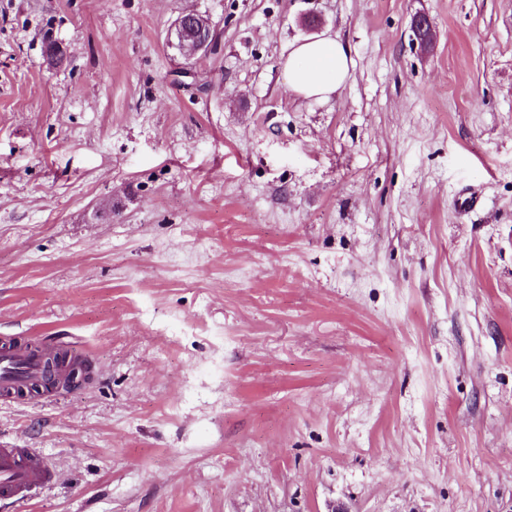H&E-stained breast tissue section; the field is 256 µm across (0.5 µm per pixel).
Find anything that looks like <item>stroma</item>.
<instances>
[{
	"mask_svg": "<svg viewBox=\"0 0 512 512\" xmlns=\"http://www.w3.org/2000/svg\"><path fill=\"white\" fill-rule=\"evenodd\" d=\"M0 336L97 365L0 512H512V0H0ZM190 20L192 23L193 31L186 30L185 21ZM174 33L177 39V45L181 51L188 53H197L199 51L211 48V38L213 29L207 19L202 16L191 14L188 17L180 16L176 19L173 25ZM191 33L193 37L187 35ZM350 57L336 38L321 37L293 45L283 62L288 88L303 99L328 98L349 77Z\"/></svg>",
	"mask_w": 512,
	"mask_h": 512,
	"instance_id": "35a3bbf8",
	"label": "stroma"
}]
</instances>
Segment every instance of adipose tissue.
<instances>
[{
	"label": "adipose tissue",
	"mask_w": 512,
	"mask_h": 512,
	"mask_svg": "<svg viewBox=\"0 0 512 512\" xmlns=\"http://www.w3.org/2000/svg\"><path fill=\"white\" fill-rule=\"evenodd\" d=\"M350 57L336 38L321 37L293 45L283 63L288 88L304 99L328 98L349 77Z\"/></svg>",
	"instance_id": "1"
}]
</instances>
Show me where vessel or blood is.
Returning a JSON list of instances; mask_svg holds the SVG:
<instances>
[{"instance_id":"vessel-or-blood-1","label":"vessel or blood","mask_w":512,"mask_h":512,"mask_svg":"<svg viewBox=\"0 0 512 512\" xmlns=\"http://www.w3.org/2000/svg\"><path fill=\"white\" fill-rule=\"evenodd\" d=\"M48 348L16 337L0 339V399L12 401L30 391H44L46 398L60 397L72 390L69 370L46 373ZM56 478L36 449L0 448V497L16 502L31 499L34 491Z\"/></svg>"}]
</instances>
